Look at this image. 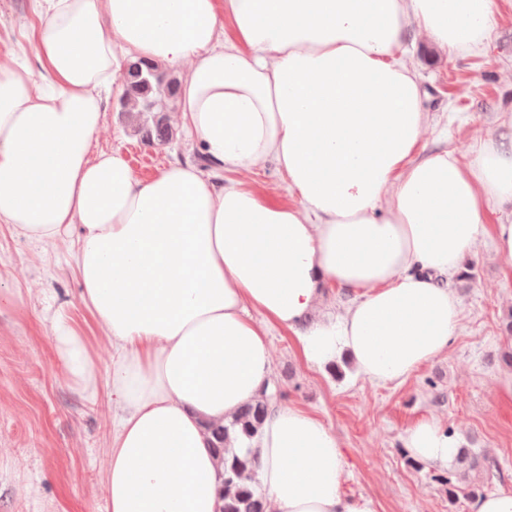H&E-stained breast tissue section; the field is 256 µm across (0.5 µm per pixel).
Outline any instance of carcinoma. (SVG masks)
Wrapping results in <instances>:
<instances>
[{
    "label": "carcinoma",
    "instance_id": "1",
    "mask_svg": "<svg viewBox=\"0 0 512 512\" xmlns=\"http://www.w3.org/2000/svg\"><path fill=\"white\" fill-rule=\"evenodd\" d=\"M272 398H283L280 387H275L273 394H265L247 405L239 416L224 427L214 430L220 440L219 451L224 454L223 512H265L255 465L249 456L234 452L230 441L231 433L237 428L248 438L258 433L267 403Z\"/></svg>",
    "mask_w": 512,
    "mask_h": 512
}]
</instances>
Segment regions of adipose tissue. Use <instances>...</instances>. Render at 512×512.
<instances>
[{"label":"adipose tissue","instance_id":"adipose-tissue-1","mask_svg":"<svg viewBox=\"0 0 512 512\" xmlns=\"http://www.w3.org/2000/svg\"><path fill=\"white\" fill-rule=\"evenodd\" d=\"M497 0H37L29 41L50 74L0 55V224L32 241L77 233L80 301L112 347L101 377L64 317L56 352L73 382L112 398L108 512H222L214 428L273 384L269 336L311 366L348 354L399 386L448 352L462 309L449 285L492 238L512 274V118L468 166L421 151L420 83L396 53L411 26L479 52ZM128 57L186 69L183 126L226 182L177 163L140 178L121 150L90 156L104 95ZM274 162L295 202L240 172ZM348 296L322 315L325 291ZM401 445L439 467L459 446L442 421ZM270 512H378L342 490V442L314 411L271 404L252 441Z\"/></svg>","mask_w":512,"mask_h":512}]
</instances>
